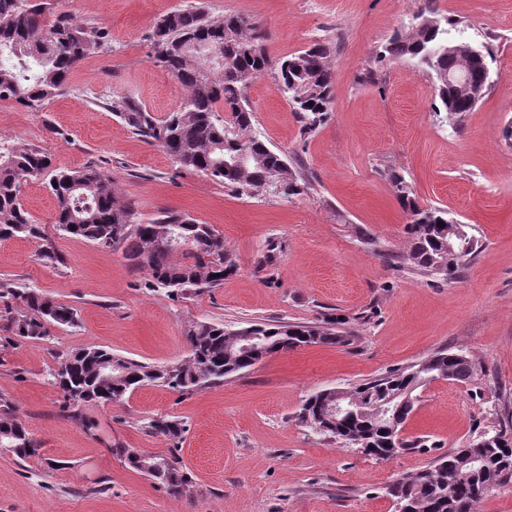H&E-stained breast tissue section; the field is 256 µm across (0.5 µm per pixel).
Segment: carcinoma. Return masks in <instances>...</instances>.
<instances>
[{
  "label": "carcinoma",
  "mask_w": 512,
  "mask_h": 512,
  "mask_svg": "<svg viewBox=\"0 0 512 512\" xmlns=\"http://www.w3.org/2000/svg\"><path fill=\"white\" fill-rule=\"evenodd\" d=\"M44 0H0V101L11 100L31 110L61 95L68 74L81 61L105 50L107 33L74 20L62 12L48 21ZM464 36L452 20L417 15L408 31L397 33L382 47L383 61L407 59L426 68L435 79V111L458 122L471 111L469 103L448 88V71L468 66L479 70L476 60L448 54V43ZM150 42L153 63L169 72L188 89L179 106L161 119L129 96L112 100L110 108L132 131L161 147L181 168L200 172L240 194L267 186L277 174L288 179L291 195L298 196L306 183L281 154L250 133L252 109L247 101L249 84L267 71L277 74L280 89L297 112L303 134L324 123L333 103V69L329 49L316 43L296 54L274 60L266 47L265 30L237 15L213 19L200 9L175 10L153 25ZM224 45V65L211 72V61L191 50L193 46ZM228 112L230 117L221 113ZM246 152L244 169H224V161ZM45 180L55 201L54 227L58 235L79 238L122 252L136 269L147 272L150 290L175 299L205 288H217L233 274L236 264L224 250L222 237L210 224H201L181 213L164 210L143 218L137 204L118 196L112 177L86 166L80 170L55 168L46 153L20 142L0 139V240L33 239L40 242L37 258L46 265L64 263L55 242L36 223L20 200L21 185L32 178ZM390 181L395 197L407 215L410 238L408 259L429 274L455 278L465 264L439 267L448 256V231L463 234L469 244L467 260L477 252L478 241L469 224L448 223V212L423 207L411 184L393 172ZM181 254L183 260L173 259ZM0 321L13 336L38 340L49 335L51 325H77L74 308L31 288L0 285ZM19 301L24 311L13 309ZM188 354L175 372L122 358L101 347H81L59 357L50 373L63 397L68 417L80 419L79 409L88 404L123 402L137 387H166L181 396L193 395L251 364H241V348L251 347L250 359L258 362L268 354L295 350L304 345L344 342L332 327L317 324L251 323L234 334L223 324L195 321L185 328ZM116 363L112 378H103L106 364ZM478 368L463 351L440 350L404 370H396L343 389V401L351 412L327 429L299 419L337 443L366 449V455L388 451L391 431L375 403L421 388L420 381L449 377L470 382ZM332 403L329 391L308 397L300 411L325 414ZM145 428L165 437L169 466L154 471V457L142 456L132 468L148 476L173 495H181L190 479L175 455L185 431L176 419H150ZM0 444L17 448L15 455L31 457L37 447L30 432L16 417L12 403L0 396ZM512 482V426L479 433L467 445L450 448L429 466L403 476L398 492L410 500L411 512H477L484 497L498 486Z\"/></svg>",
  "instance_id": "obj_1"
}]
</instances>
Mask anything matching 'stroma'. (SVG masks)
<instances>
[{"mask_svg": "<svg viewBox=\"0 0 512 512\" xmlns=\"http://www.w3.org/2000/svg\"><path fill=\"white\" fill-rule=\"evenodd\" d=\"M260 23L278 59L320 42L330 51L334 101L327 120L302 135L274 73L247 97L252 130L283 154L307 190L291 198L236 195L133 135L108 107L130 96L157 116L186 89L155 66L147 36L175 8ZM74 20L103 29L111 50L83 60L43 110L0 101V138L50 155L63 169L111 175L144 216L167 209L212 225L238 266L222 286L180 300L145 288L146 274L121 252L64 237L67 263L44 266L33 242L0 241V282L37 289L76 309L78 324L39 340L0 330V395L40 443L39 456L0 453V512H396L395 477L423 469L479 432L512 421V0H65ZM452 18L491 54V85L450 127L434 109L431 75L378 55L414 16ZM418 201L471 225L480 248L460 278L445 281L406 260V215L389 175ZM283 251L258 269L269 241ZM343 317L345 343L272 354L192 397L157 386L124 402L88 404L80 419L60 411L48 373L63 352L97 346L155 365L185 356L194 321L319 324ZM463 350L479 371L470 382L420 388L407 437L430 447L377 460L313 433L298 420L310 394L350 388ZM185 426L177 455L192 484L172 496L121 456L165 454L152 418Z\"/></svg>", "mask_w": 512, "mask_h": 512, "instance_id": "35a3bbf8", "label": "stroma"}]
</instances>
